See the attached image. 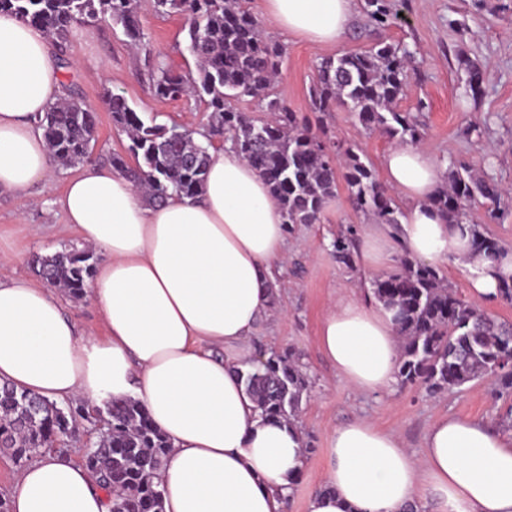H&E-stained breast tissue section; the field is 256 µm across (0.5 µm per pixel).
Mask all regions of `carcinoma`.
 Wrapping results in <instances>:
<instances>
[{
  "label": "carcinoma",
  "instance_id": "cac0c4a2",
  "mask_svg": "<svg viewBox=\"0 0 512 512\" xmlns=\"http://www.w3.org/2000/svg\"><path fill=\"white\" fill-rule=\"evenodd\" d=\"M155 7L161 14L187 17L185 50L196 62V74L154 61L149 69L151 91L164 100L204 101L206 143L197 141L187 126L148 124L123 96L109 95L112 123L129 137L133 158L130 163L114 154L110 162L136 188L156 203L174 194L197 196L204 188L209 149L224 140L265 178L288 230L319 222L325 201L341 182L356 211L398 227L399 208L371 165L349 146L327 145L325 120L341 106L368 132L379 131L400 143H419L423 135L418 116L395 110L406 96L413 52L382 42L364 53L321 59L310 89L316 114L312 123L275 96L273 81L284 49L263 35L261 21L240 0H155ZM363 8L377 27L391 25L388 0H364ZM0 12L40 25L60 44L76 23L108 22L121 26L133 45H143L136 0H0ZM241 97L252 98L272 119L258 120L237 109L233 101ZM40 127L55 162L76 166L91 159L98 138L97 115L74 94L49 106ZM480 197L497 204L498 185L451 160L445 186L430 204L446 222L468 226L474 252L496 260L504 248L473 220L472 207ZM354 243L352 229L337 236L331 243L336 260L353 265ZM97 260L89 249L64 247L51 254L36 253L32 262L47 282L80 299L90 288ZM370 289L376 302L395 313L402 338L397 365L401 384L421 385L437 394L489 380L495 395L512 394V324L490 317L448 285L437 268L406 254L399 270L374 279ZM244 381L262 416L284 421L297 417L309 387L307 374L289 352H270L265 366L248 371ZM0 417L8 420L0 432V451L11 452L21 462L54 447L72 434L78 419L88 421L92 413L84 403L61 406L4 383ZM106 417L110 433L87 448L85 466L112 496V512H163L164 489L156 478L171 443L134 399H110Z\"/></svg>",
  "mask_w": 512,
  "mask_h": 512
}]
</instances>
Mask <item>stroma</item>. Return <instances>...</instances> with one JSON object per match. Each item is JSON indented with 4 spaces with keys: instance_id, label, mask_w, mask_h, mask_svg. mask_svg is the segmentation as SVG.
I'll list each match as a JSON object with an SVG mask.
<instances>
[{
    "instance_id": "35a3bbf8",
    "label": "stroma",
    "mask_w": 512,
    "mask_h": 512,
    "mask_svg": "<svg viewBox=\"0 0 512 512\" xmlns=\"http://www.w3.org/2000/svg\"><path fill=\"white\" fill-rule=\"evenodd\" d=\"M396 15L392 26L376 28L363 7L341 44L317 48L296 37L279 34L272 24L264 30L285 49L274 93L294 112L310 116L309 89L320 59L346 52L369 50L379 42L407 45L415 61L411 83L399 108L420 111L426 123L423 146L440 168L449 161L484 174L502 189L499 216L487 222L485 202L472 215L503 246L512 247V0H389ZM146 51L184 72L195 71L186 52L184 17L158 14L154 0H137ZM63 54L70 66L63 72L87 108L98 117V142L92 159L107 163L110 155L127 154L129 140L113 125L106 103L108 94L122 95L144 120L165 125H202L206 105L195 99L163 100L153 96L143 53L134 52L119 26L105 23L75 25ZM482 78L478 94L466 90L467 64ZM332 141L362 150L377 178H384V157L393 140L366 132L354 114L337 109L327 119ZM70 166L56 169L49 182L36 184L29 195H0V249L23 251L11 271L31 281L39 276L30 263L33 253H52L79 246L54 201L66 180L75 175ZM372 217L354 211L346 189L327 200L319 223L296 226L288 235V259L275 274L276 299L259 322L260 344L268 351H290L310 378L298 416L304 437L313 447L306 466L293 485L287 512H305L306 502L320 489L328 462L330 437L339 425L365 416L378 427L397 431L406 448L420 452L430 424L444 415L468 416L498 424L512 408V395L493 397L487 382L438 395L423 387L396 385L393 390L358 394L341 381L316 342L318 323L338 295L370 293L376 273L397 269L404 254L391 240V256L381 270L363 264L336 262L331 243L347 229L364 233Z\"/></svg>"
}]
</instances>
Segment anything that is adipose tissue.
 Returning a JSON list of instances; mask_svg holds the SVG:
<instances>
[{"label":"adipose tissue","mask_w":512,"mask_h":512,"mask_svg":"<svg viewBox=\"0 0 512 512\" xmlns=\"http://www.w3.org/2000/svg\"><path fill=\"white\" fill-rule=\"evenodd\" d=\"M280 31L333 46L354 0H263ZM63 73L40 26L0 14V193H25L56 166L39 120ZM203 191L147 202L119 171L90 165L55 206L102 256L91 290L103 333H81L49 288L3 271L0 255V383L54 402L132 398L172 448L158 473L163 512H286L305 465L300 422L263 419L241 375L254 363V334L273 305V271L288 230L263 177L230 146L209 151ZM386 179L409 206L399 229L411 256L452 263L484 303L512 277V248L498 263L475 255L463 226L429 200L441 184L430 150L396 146ZM318 344L337 376L362 392L393 389L399 345L392 311L351 295L323 315ZM325 487L306 512H512V433L475 418L443 416L422 456L398 433L358 418L328 447ZM11 512H108L92 472L65 455L26 468Z\"/></svg>","instance_id":"ef3b65f1"}]
</instances>
